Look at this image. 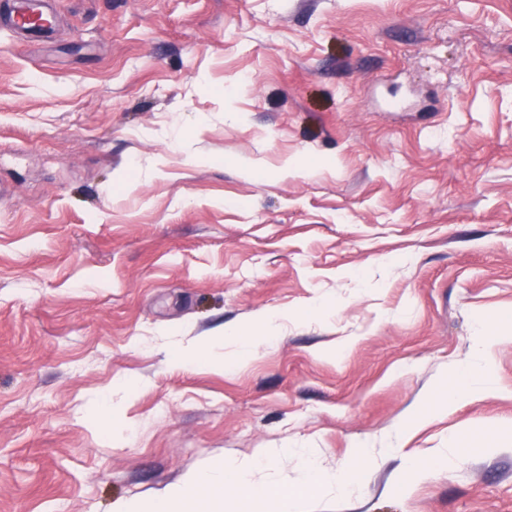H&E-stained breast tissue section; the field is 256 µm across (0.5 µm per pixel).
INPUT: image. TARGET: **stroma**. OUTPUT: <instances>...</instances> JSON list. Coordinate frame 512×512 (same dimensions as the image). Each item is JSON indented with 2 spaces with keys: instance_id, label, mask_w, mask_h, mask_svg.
I'll return each mask as SVG.
<instances>
[{
  "instance_id": "obj_1",
  "label": "stroma",
  "mask_w": 512,
  "mask_h": 512,
  "mask_svg": "<svg viewBox=\"0 0 512 512\" xmlns=\"http://www.w3.org/2000/svg\"><path fill=\"white\" fill-rule=\"evenodd\" d=\"M50 7L0 29V512L261 448L300 512H512V340L496 394L413 422L512 323V0ZM207 336L224 367L167 362ZM358 446L361 492L309 489Z\"/></svg>"
}]
</instances>
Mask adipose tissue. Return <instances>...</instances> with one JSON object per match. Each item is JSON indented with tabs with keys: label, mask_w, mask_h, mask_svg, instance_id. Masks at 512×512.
Masks as SVG:
<instances>
[{
	"label": "adipose tissue",
	"mask_w": 512,
	"mask_h": 512,
	"mask_svg": "<svg viewBox=\"0 0 512 512\" xmlns=\"http://www.w3.org/2000/svg\"><path fill=\"white\" fill-rule=\"evenodd\" d=\"M499 340L498 328H491L489 335L477 340L470 363L441 378L445 394L439 403L440 409H448L468 398L496 393L490 351ZM275 456V451L263 450L251 460L212 463L166 489L162 495L147 501L124 502L116 512H194L198 503L212 501L220 504L228 493L241 489L249 491L263 512H291L293 504L290 498L271 496L265 487L253 480L259 467L271 462Z\"/></svg>",
	"instance_id": "obj_1"
}]
</instances>
